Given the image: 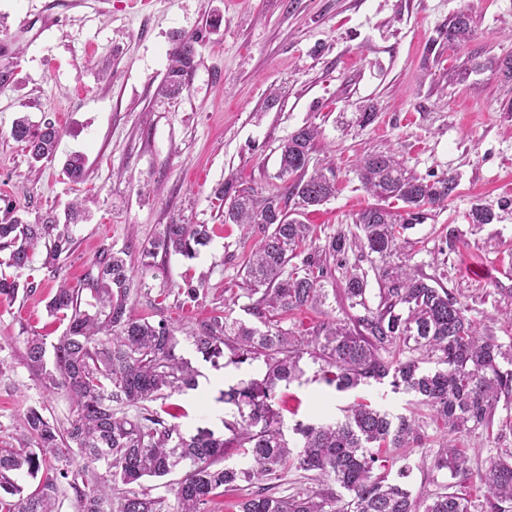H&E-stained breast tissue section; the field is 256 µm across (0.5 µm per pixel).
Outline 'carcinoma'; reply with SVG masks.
<instances>
[{
	"label": "carcinoma",
	"mask_w": 512,
	"mask_h": 512,
	"mask_svg": "<svg viewBox=\"0 0 512 512\" xmlns=\"http://www.w3.org/2000/svg\"><path fill=\"white\" fill-rule=\"evenodd\" d=\"M470 34V16L461 11L448 25V40L464 42ZM195 43L185 36L173 48L162 85L166 93H180L182 77L195 63ZM11 134L26 144L33 164L51 160L60 138L54 123L35 129L25 117L14 121ZM317 136L318 129L308 125L281 143L280 175L291 177L282 193L265 195L252 185L232 183L219 190L228 200L224 223L255 226L260 235L243 285L247 297L255 298L247 311L263 328L213 315L185 339L215 366L226 356L237 366L256 361L265 366L262 377L220 392L219 400L237 409L223 421L224 432L207 427L187 432L176 423L185 411L169 399L197 387V371L178 354L182 328L172 317L156 322L136 313L145 283L133 275L132 255L150 271L160 267L157 259L173 253L194 257L211 239L207 224H165L146 243L131 239L108 250L79 287L60 285L48 302L50 315L66 323L52 344V368L45 360V338L37 333L25 338L26 361L38 372L42 393H65L71 409L61 422L47 417L45 407L30 406L17 435L0 443V512H61L64 485L72 489L78 512H205L218 490L243 482L258 485V491L238 503V512H471L460 483L414 500L388 473L396 464L388 449L426 447L431 422L443 435L434 468L453 478L465 476L467 455L453 441L478 430L490 432L501 398L512 397V343L479 335L467 306L452 292L428 283L409 260L392 261L403 232L453 196L455 177L417 178L388 152L359 162L361 188L380 200L354 220L360 249L383 263L377 273L379 303L370 304L366 272L345 266L343 297L358 314L301 334L287 326L288 314L325 303V256L347 247L342 233L307 246L313 229L299 219L338 192L332 166L306 175ZM63 172L73 182L82 181L84 157L70 156ZM389 199L402 202L404 212L381 205ZM67 217L66 224H30L6 216L0 222V253L5 254L0 263L23 269L41 243L45 263L59 262L72 244L70 225L87 219L83 204H69ZM468 217L477 227L499 220L484 204L473 205ZM21 288L30 292L34 283L22 285L0 273V298H13ZM305 357L338 392L390 380L393 392L426 407L429 421L414 413L395 416L360 399L342 421L296 423L301 445L289 447L276 399L281 385L301 379ZM235 455L250 465L225 464ZM290 467L317 472L324 486L272 494ZM179 468L184 474L171 483L176 507L169 510L165 499L152 496L141 481ZM27 476L39 479L29 494L20 484ZM481 479L488 492L483 512H512V448L497 449ZM332 482L350 497L336 496Z\"/></svg>",
	"instance_id": "carcinoma-1"
}]
</instances>
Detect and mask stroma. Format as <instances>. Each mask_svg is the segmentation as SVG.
Here are the masks:
<instances>
[{
    "label": "stroma",
    "instance_id": "obj_1",
    "mask_svg": "<svg viewBox=\"0 0 512 512\" xmlns=\"http://www.w3.org/2000/svg\"><path fill=\"white\" fill-rule=\"evenodd\" d=\"M128 0H0V65L13 64L16 81L0 86V215L28 221H65L74 199L86 200L92 217L74 225L73 245L58 270L37 247L21 279L38 287L0 299V441L9 439L28 406L45 401L57 418L69 412L59 394L43 399L37 374L25 361L31 331L55 342L64 326L46 305L60 282L79 284L107 249L128 239L145 240L162 225L206 224L212 239L194 258L170 256L163 272L146 277L136 303L146 317L177 318L186 329L199 319L230 312L253 323L241 288L252 249L242 231L224 221L217 193L226 181L276 192L279 146L302 126L320 135L311 167L332 163L338 192L303 216L319 238L354 232L356 214L372 198L354 172L357 160L392 150L413 174L426 179L453 175L458 187L447 207L404 232L400 254L434 286L467 305L479 332L512 342V208L499 221L476 227L465 216L473 204L512 200L511 88L496 60L512 55V0H152L144 10ZM471 20L467 42H449L448 24L458 12ZM195 36L193 69L179 95L160 94L177 37ZM106 61L109 76L94 65ZM373 113L363 124L359 115ZM49 120L61 131L55 158L31 164L23 143L11 136L14 120ZM82 154L84 182L62 172L66 157ZM457 236L447 246L448 232ZM331 277L324 305L295 312L296 328L313 329L345 318L342 265L369 271L375 256L357 249L328 258ZM203 282L197 300L165 295L164 284ZM378 294L376 276L368 278ZM179 354L198 371L206 394L178 396L189 415L187 429L222 432L233 414L210 386L220 374L231 386L259 377L262 363L217 370L188 341ZM301 383L281 388L297 404L284 413L283 432L296 443V422L337 420L344 407L364 397L392 414H409L405 394L390 384L341 393L316 380L317 367L302 360ZM429 447L411 449L405 486L412 498L450 483L433 459L441 437L426 429ZM469 451L465 491L480 507L487 490L480 480L493 449L512 448V431L479 432L459 441Z\"/></svg>",
    "mask_w": 512,
    "mask_h": 512
}]
</instances>
